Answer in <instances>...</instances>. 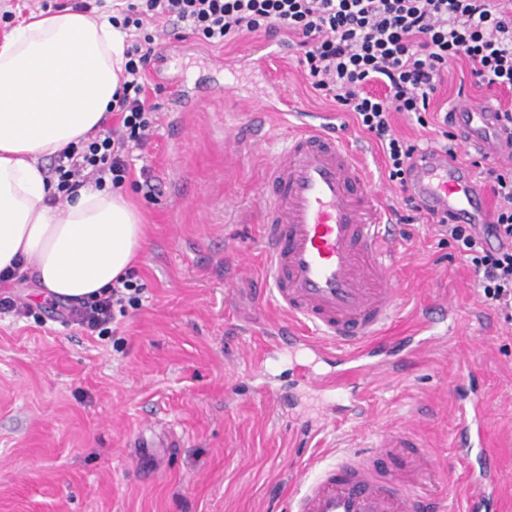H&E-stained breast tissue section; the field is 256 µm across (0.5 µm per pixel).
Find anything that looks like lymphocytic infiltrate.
Listing matches in <instances>:
<instances>
[{"label":"lymphocytic infiltrate","mask_w":512,"mask_h":512,"mask_svg":"<svg viewBox=\"0 0 512 512\" xmlns=\"http://www.w3.org/2000/svg\"><path fill=\"white\" fill-rule=\"evenodd\" d=\"M113 25L134 30L126 50L121 89L94 136L57 154L48 173L51 204L83 188H122L130 158L144 149L156 126V106L145 81L163 58L155 40L161 28L190 31L201 42L221 45L243 34L280 33L294 38L306 79L380 145L388 178L405 184L417 143L399 137L394 113L415 115L428 127L431 100L467 62L475 86L512 90V0H126ZM495 211L475 228L435 217L440 235L474 271L484 302L512 321V164L483 167ZM133 275L113 282L100 298L68 307L70 321L107 334L115 311L142 303Z\"/></svg>","instance_id":"lymphocytic-infiltrate-1"}]
</instances>
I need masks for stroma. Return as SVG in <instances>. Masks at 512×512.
<instances>
[{"mask_svg":"<svg viewBox=\"0 0 512 512\" xmlns=\"http://www.w3.org/2000/svg\"><path fill=\"white\" fill-rule=\"evenodd\" d=\"M267 42L243 35L208 46L188 34L168 41L164 70L149 76L158 126L134 152L131 177L149 171L159 192L124 188L146 224L134 267L141 307L117 317L109 335L92 336L64 323L60 303L39 299L33 279L7 284L37 315L0 314V512H286L298 466L342 440L371 445L415 408L426 413L418 431L432 461L418 490L463 512L480 468L456 464L453 418L473 396L487 409L492 512H512V322L482 302L472 269L430 218L403 222L405 194L389 181L381 149L310 87L295 47L281 59V76L269 78ZM471 80L458 63L433 108L454 102L463 81L474 105L512 104V92ZM281 91L305 111L335 113L337 136L358 149L395 215L405 257L388 339L416 335L442 296L456 304L444 344L415 351L403 374L368 385L371 421L345 424L318 444L301 426L317 409L287 352H270L264 381L294 398L293 416L273 412L254 372L265 329L284 323L264 300L258 207L284 123L250 109ZM459 357L469 376H460Z\"/></svg>","mask_w":512,"mask_h":512,"instance_id":"obj_1","label":"stroma"}]
</instances>
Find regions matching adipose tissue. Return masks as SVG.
Wrapping results in <instances>:
<instances>
[{
    "mask_svg": "<svg viewBox=\"0 0 512 512\" xmlns=\"http://www.w3.org/2000/svg\"><path fill=\"white\" fill-rule=\"evenodd\" d=\"M124 51L119 29L79 11L35 15L0 43V271L19 265L47 298L109 288L145 246L140 213L111 189L51 205L42 164L96 133Z\"/></svg>",
    "mask_w": 512,
    "mask_h": 512,
    "instance_id": "1",
    "label": "adipose tissue"
}]
</instances>
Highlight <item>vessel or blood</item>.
I'll return each instance as SVG.
<instances>
[{
	"mask_svg": "<svg viewBox=\"0 0 512 512\" xmlns=\"http://www.w3.org/2000/svg\"><path fill=\"white\" fill-rule=\"evenodd\" d=\"M461 147L506 162L512 151L495 135L496 111L458 100L451 107ZM331 114L290 127L285 144L265 172L262 265L273 304L292 323L284 341L341 368L317 372L304 366L305 390L325 405L312 434L336 421L367 413L361 384L397 368L383 354L381 332L400 306L394 285L398 247L384 206L368 188L360 159L332 132ZM424 212L453 213L458 222L483 226L489 207L471 169L439 151L419 155L407 183ZM455 458L467 463L482 447L485 410L459 402L454 416ZM430 466L420 435L405 423L379 435L370 448H350L331 462L315 461L289 512H436L422 497L417 476Z\"/></svg>",
	"mask_w": 512,
	"mask_h": 512,
	"instance_id": "b4317fda",
	"label": "vessel or blood"
}]
</instances>
